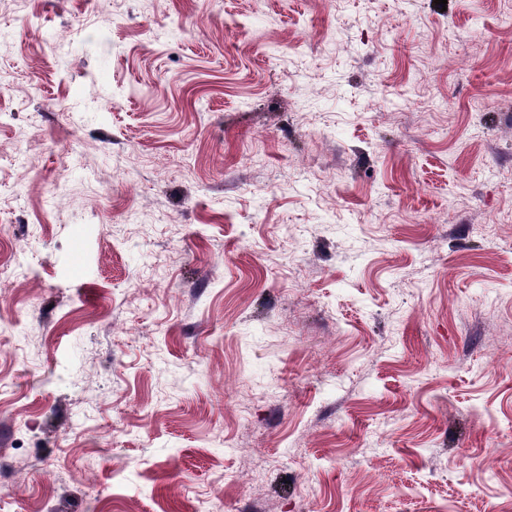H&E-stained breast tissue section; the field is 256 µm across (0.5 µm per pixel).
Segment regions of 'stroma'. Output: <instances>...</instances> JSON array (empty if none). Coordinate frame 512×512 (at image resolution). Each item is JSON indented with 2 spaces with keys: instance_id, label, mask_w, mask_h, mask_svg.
Wrapping results in <instances>:
<instances>
[{
  "instance_id": "1",
  "label": "stroma",
  "mask_w": 512,
  "mask_h": 512,
  "mask_svg": "<svg viewBox=\"0 0 512 512\" xmlns=\"http://www.w3.org/2000/svg\"><path fill=\"white\" fill-rule=\"evenodd\" d=\"M0 30V512H512L507 0Z\"/></svg>"
}]
</instances>
